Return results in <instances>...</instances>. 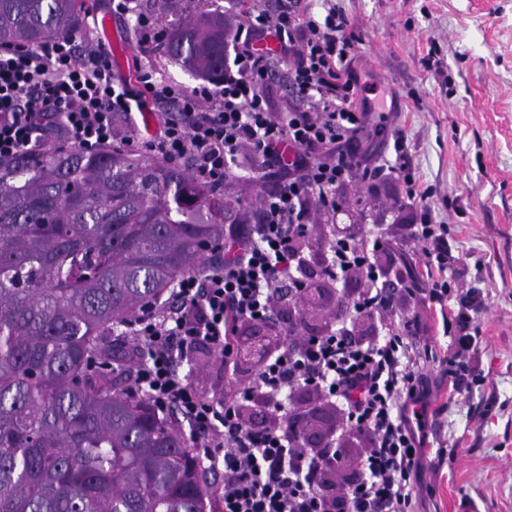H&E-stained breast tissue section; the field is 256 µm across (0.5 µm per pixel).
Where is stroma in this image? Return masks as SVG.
Listing matches in <instances>:
<instances>
[{"label": "stroma", "mask_w": 512, "mask_h": 512, "mask_svg": "<svg viewBox=\"0 0 512 512\" xmlns=\"http://www.w3.org/2000/svg\"><path fill=\"white\" fill-rule=\"evenodd\" d=\"M356 38L353 67L377 93L395 98L388 129L403 130L421 185L436 190V216L451 230L464 285L482 288L481 335L472 357L485 382L452 395L431 382L427 434L445 449L439 470L425 471L421 512H512V0H335ZM78 38L102 48L98 23L111 17L122 47L115 77L145 57L166 81L191 89L201 77L142 44L129 17L111 15L108 0H90ZM348 204L373 200L368 224L337 213L338 231L361 235L384 224L393 237L411 223L397 184L372 189L356 179L342 190ZM198 393L215 398L224 371L206 349L183 368Z\"/></svg>", "instance_id": "1"}]
</instances>
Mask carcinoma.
I'll use <instances>...</instances> for the list:
<instances>
[{
  "label": "carcinoma",
  "mask_w": 512,
  "mask_h": 512,
  "mask_svg": "<svg viewBox=\"0 0 512 512\" xmlns=\"http://www.w3.org/2000/svg\"><path fill=\"white\" fill-rule=\"evenodd\" d=\"M192 2L163 0L160 50L221 80L224 16ZM86 7L0 0V47L71 39ZM258 214L121 146L0 160V512H212L194 445L131 390L114 333Z\"/></svg>",
  "instance_id": "obj_1"
}]
</instances>
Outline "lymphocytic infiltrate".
<instances>
[{"label": "lymphocytic infiltrate", "mask_w": 512, "mask_h": 512, "mask_svg": "<svg viewBox=\"0 0 512 512\" xmlns=\"http://www.w3.org/2000/svg\"><path fill=\"white\" fill-rule=\"evenodd\" d=\"M349 27L332 2L319 20L310 0H262L235 18L233 53L216 90L166 82L142 61L135 80H116L104 51L80 49L71 39L0 49L2 159L51 142L86 152L134 144L133 130L119 117L136 107L157 115L148 150L170 163L190 160L202 182L232 179L246 153L255 158V172L276 180L257 220L225 225L222 260L178 280L165 302L143 307L126 328L136 387L158 411L175 410L199 460L223 469L222 512H419L422 472L444 462L442 451L427 453L423 434L430 376L438 374L456 392L480 379L469 359L484 301L448 273L456 261L448 227L436 219L432 193L418 187L407 135L379 125L394 155L374 168L364 165L359 135L369 114L386 104L367 97L352 68ZM265 40L276 42L277 51L261 53ZM273 83L292 98L282 118L269 110L266 89ZM358 175L398 184L414 208L416 221L404 225L400 243L416 254L417 274L386 287L379 265L391 245L385 225H372L361 239L325 237L323 276L339 287L358 277V296L326 332L282 327L286 343L246 371L237 354L240 328L300 301L314 213L340 211L337 191ZM418 295L441 315L451 338L445 350L421 338L417 322L397 308L400 297ZM365 316L378 318L379 327L353 335L355 320ZM200 345L224 370L220 397L204 398L179 372ZM297 390L342 413L322 447H305L295 436L305 417L290 404ZM256 404L268 413L260 426L246 416ZM354 433L367 439V453L339 484L336 444Z\"/></svg>", "instance_id": "lymphocytic-infiltrate-1"}]
</instances>
